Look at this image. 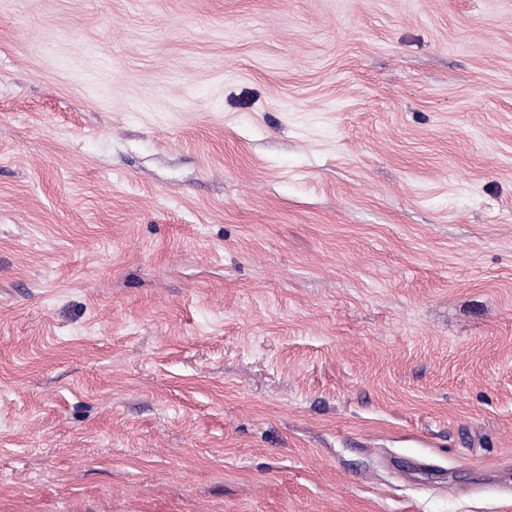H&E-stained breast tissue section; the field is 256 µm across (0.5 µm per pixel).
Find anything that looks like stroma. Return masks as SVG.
Segmentation results:
<instances>
[{"label": "stroma", "mask_w": 512, "mask_h": 512, "mask_svg": "<svg viewBox=\"0 0 512 512\" xmlns=\"http://www.w3.org/2000/svg\"><path fill=\"white\" fill-rule=\"evenodd\" d=\"M0 512H512V0H0Z\"/></svg>", "instance_id": "1"}]
</instances>
